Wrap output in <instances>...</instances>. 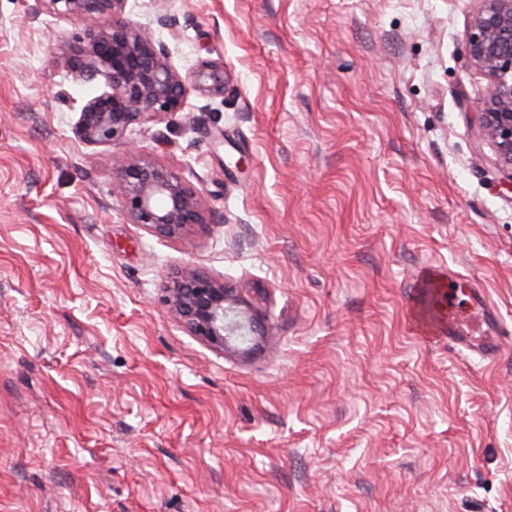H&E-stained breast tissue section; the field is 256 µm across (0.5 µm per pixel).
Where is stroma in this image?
Segmentation results:
<instances>
[{"instance_id": "35a3bbf8", "label": "stroma", "mask_w": 512, "mask_h": 512, "mask_svg": "<svg viewBox=\"0 0 512 512\" xmlns=\"http://www.w3.org/2000/svg\"><path fill=\"white\" fill-rule=\"evenodd\" d=\"M481 0H157L130 17L223 96L130 134L206 223H131L126 144L74 133L82 27L0 0V512H512V169L479 136ZM257 311L217 353L185 268ZM478 288L492 361L409 328L426 271ZM166 303L192 336L224 353L232 346L249 345L263 336L256 315L224 282L185 269L166 288Z\"/></svg>"}]
</instances>
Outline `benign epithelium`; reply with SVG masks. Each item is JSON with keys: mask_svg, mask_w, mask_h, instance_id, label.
<instances>
[{"mask_svg": "<svg viewBox=\"0 0 512 512\" xmlns=\"http://www.w3.org/2000/svg\"><path fill=\"white\" fill-rule=\"evenodd\" d=\"M47 9L71 22L96 20L72 48L71 64L86 83L103 90L81 106L75 134L89 145H111L127 138L135 125L161 123L183 109L190 91L203 98L224 95V65L202 60L185 73L170 59L166 44L133 22L129 0H43ZM157 25L177 35L171 0H157ZM466 38L472 66L488 79L476 106L481 135L512 167V0H482ZM122 210L133 224L178 239L204 223L201 194L182 173L148 162L130 145L113 162ZM174 316L206 346L226 351L249 345L261 335L256 315L224 282L184 270L166 289Z\"/></svg>", "mask_w": 512, "mask_h": 512, "instance_id": "7a95c632", "label": "benign epithelium"}]
</instances>
